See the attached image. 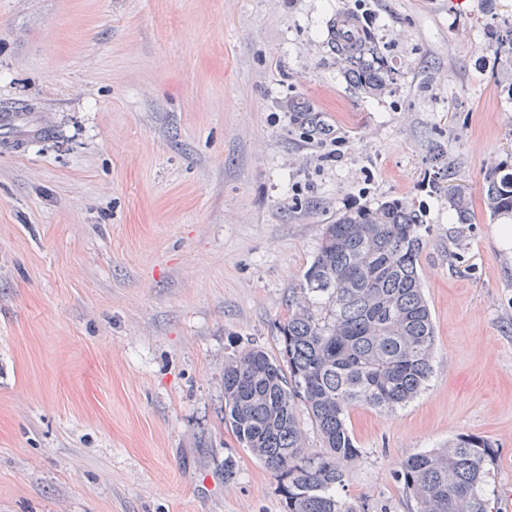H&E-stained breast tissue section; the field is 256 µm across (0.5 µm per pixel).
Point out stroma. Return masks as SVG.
<instances>
[{
  "mask_svg": "<svg viewBox=\"0 0 512 512\" xmlns=\"http://www.w3.org/2000/svg\"><path fill=\"white\" fill-rule=\"evenodd\" d=\"M340 11L382 94L331 53ZM506 24L512 0H0V512H287L224 425V361L278 354L325 224L392 199L424 215L432 373L351 411L339 494L416 512L400 462L475 435L512 512V220L482 202L512 156ZM350 79L354 88L360 93L366 95H378L384 92L389 85L391 78V69L381 62L374 65H356L350 72Z\"/></svg>",
  "mask_w": 512,
  "mask_h": 512,
  "instance_id": "35a3bbf8",
  "label": "stroma"
}]
</instances>
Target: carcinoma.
<instances>
[{
  "instance_id": "carcinoma-1",
  "label": "carcinoma",
  "mask_w": 512,
  "mask_h": 512,
  "mask_svg": "<svg viewBox=\"0 0 512 512\" xmlns=\"http://www.w3.org/2000/svg\"><path fill=\"white\" fill-rule=\"evenodd\" d=\"M366 39L359 26L345 34L329 24L327 43L350 63ZM490 50L512 58L511 26ZM350 79L360 93L378 95L391 69L358 65ZM482 200L491 216L512 217L511 162L493 169ZM449 202L458 223H469L465 196ZM422 227L421 210L401 199L338 215L304 274V290L324 299L325 312L296 301L280 329L279 356L254 344L224 362V425L284 483L288 512H356L338 493L359 455L350 410H393L425 388L435 328L418 271ZM299 404L321 437L322 456L305 453ZM492 458L487 440L460 435L408 457L400 474L417 512H490L484 485Z\"/></svg>"
}]
</instances>
